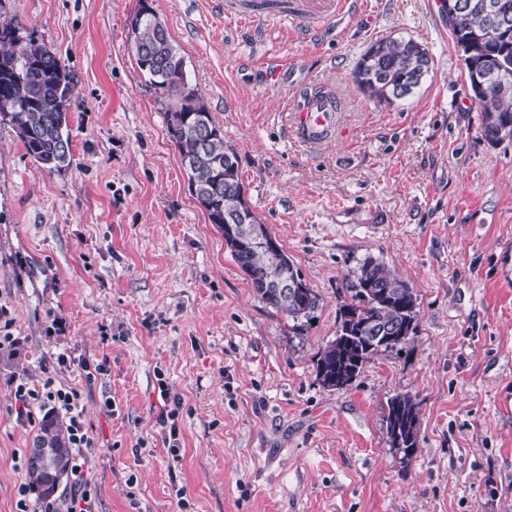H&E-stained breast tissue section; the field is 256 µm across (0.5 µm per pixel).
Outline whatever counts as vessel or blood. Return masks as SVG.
I'll use <instances>...</instances> for the list:
<instances>
[{"instance_id": "vessel-or-blood-1", "label": "vessel or blood", "mask_w": 512, "mask_h": 512, "mask_svg": "<svg viewBox=\"0 0 512 512\" xmlns=\"http://www.w3.org/2000/svg\"><path fill=\"white\" fill-rule=\"evenodd\" d=\"M360 0H294L287 12L270 8L225 6L224 17L236 23L252 22L256 16L278 23H293L301 39L317 37L331 28L336 19L353 13ZM295 114L293 133L302 143L319 146L334 139L340 129L346 106L325 81H307L286 99Z\"/></svg>"}]
</instances>
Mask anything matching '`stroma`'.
Masks as SVG:
<instances>
[{
  "mask_svg": "<svg viewBox=\"0 0 512 512\" xmlns=\"http://www.w3.org/2000/svg\"><path fill=\"white\" fill-rule=\"evenodd\" d=\"M186 77L236 149L253 212L320 298L298 336L255 295L188 190L165 99L127 41L139 0H0L71 71L73 161L37 169L0 126V512L39 507L26 482L33 423L13 379L81 395L98 512H512V140L487 143L438 0H370L310 42L292 25L226 24L211 0H151ZM413 38L432 68L380 105L352 82L367 47ZM324 78L345 96L342 134L289 140L265 76ZM374 256L417 295L418 331L343 390L316 378L348 278ZM71 351L106 374L60 369ZM181 397V459L161 439L160 382ZM420 406L409 464L384 409ZM185 488L177 499L176 488Z\"/></svg>",
  "mask_w": 512,
  "mask_h": 512,
  "instance_id": "1",
  "label": "stroma"
}]
</instances>
